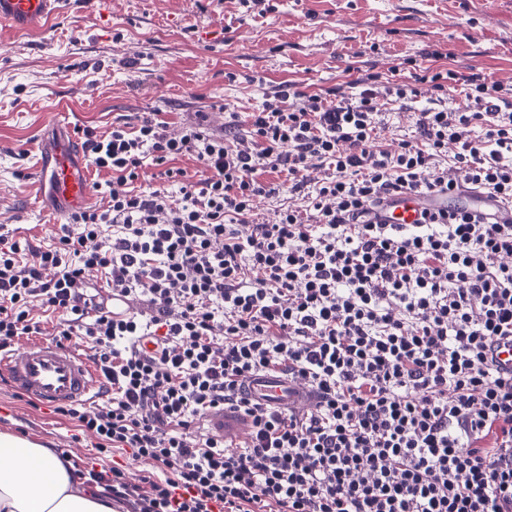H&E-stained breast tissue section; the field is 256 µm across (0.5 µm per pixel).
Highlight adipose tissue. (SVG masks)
I'll list each match as a JSON object with an SVG mask.
<instances>
[{
	"label": "adipose tissue",
	"mask_w": 512,
	"mask_h": 512,
	"mask_svg": "<svg viewBox=\"0 0 512 512\" xmlns=\"http://www.w3.org/2000/svg\"><path fill=\"white\" fill-rule=\"evenodd\" d=\"M0 512H116L51 449L0 432Z\"/></svg>",
	"instance_id": "obj_1"
}]
</instances>
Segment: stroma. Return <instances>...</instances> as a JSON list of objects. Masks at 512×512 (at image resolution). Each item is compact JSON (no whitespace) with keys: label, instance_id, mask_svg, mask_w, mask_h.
Wrapping results in <instances>:
<instances>
[{"label":"stroma","instance_id":"1","mask_svg":"<svg viewBox=\"0 0 512 512\" xmlns=\"http://www.w3.org/2000/svg\"><path fill=\"white\" fill-rule=\"evenodd\" d=\"M412 59L512 83V0H278L255 19L239 0H112L107 14L70 0L46 32L0 26V232L39 246L46 226L63 221L38 185L53 121L82 151L89 130L104 135L155 112L172 135L217 109L242 122L281 84L342 93L365 73L407 75ZM432 98L422 87L386 115L380 144L411 139L414 112ZM0 432L98 460L92 433L2 384Z\"/></svg>","mask_w":512,"mask_h":512}]
</instances>
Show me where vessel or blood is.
I'll use <instances>...</instances> for the list:
<instances>
[{
    "mask_svg": "<svg viewBox=\"0 0 512 512\" xmlns=\"http://www.w3.org/2000/svg\"><path fill=\"white\" fill-rule=\"evenodd\" d=\"M64 2L0 0V24L20 32H43ZM39 179L66 210L90 201L87 171L73 161L67 147H58L51 154L40 168ZM457 200L483 217L501 224L512 223V205L501 203L493 193L471 190L459 194ZM447 204V197L440 195L402 194L388 201L385 213L392 216L394 223L413 224L420 219L422 210ZM0 380L14 384L44 408L90 404L100 397L101 379L92 363L77 349L48 339L27 342L20 349H0ZM242 389L249 401L263 405L306 410L313 403V391L305 382L278 374L249 376L243 380ZM208 419L213 432L231 445L245 440L252 430L250 418L237 410L212 412Z\"/></svg>",
    "mask_w": 512,
    "mask_h": 512,
    "instance_id": "b4317fda",
    "label": "vessel or blood"
}]
</instances>
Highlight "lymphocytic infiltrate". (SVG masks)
<instances>
[{"mask_svg":"<svg viewBox=\"0 0 512 512\" xmlns=\"http://www.w3.org/2000/svg\"><path fill=\"white\" fill-rule=\"evenodd\" d=\"M357 79L333 101L290 88L245 125L166 132L155 117L88 135L106 198L35 249L0 233V348L41 334L81 344L111 397L63 408L97 451L152 463L79 468L131 512H512V373L493 352L512 343V224L462 208L388 224L382 199L483 189L512 203V86L425 67L392 80ZM437 96L416 135L377 143L389 106ZM465 107L448 104L449 89ZM189 156L206 176L170 163ZM172 190L139 191L145 165ZM286 174L303 206L264 222L259 196ZM131 304L120 318L91 292ZM256 372L302 380L306 411L245 400ZM234 407L253 430L237 448L195 435Z\"/></svg>","mask_w":512,"mask_h":512,"instance_id":"1","label":"lymphocytic infiltrate"}]
</instances>
